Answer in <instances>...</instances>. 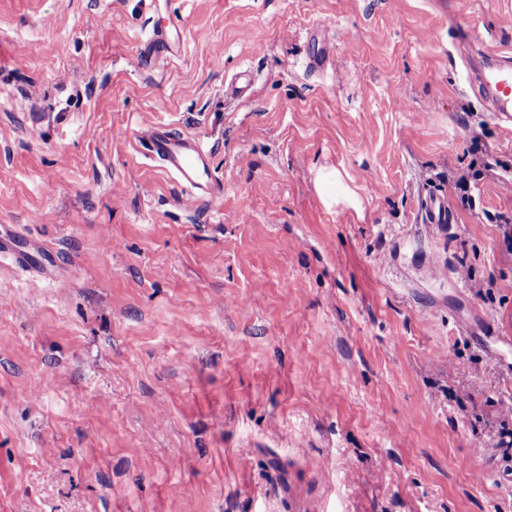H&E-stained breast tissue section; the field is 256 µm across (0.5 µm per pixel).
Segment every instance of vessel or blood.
<instances>
[{"label":"vessel or blood","mask_w":512,"mask_h":512,"mask_svg":"<svg viewBox=\"0 0 512 512\" xmlns=\"http://www.w3.org/2000/svg\"><path fill=\"white\" fill-rule=\"evenodd\" d=\"M475 84L494 117L499 122L512 123V59L486 54ZM145 139L150 157L172 174L192 198L203 200L217 195L218 189L211 180L210 152L199 140L178 136L163 125L148 128Z\"/></svg>","instance_id":"1"}]
</instances>
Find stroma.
<instances>
[{"label": "stroma", "mask_w": 512, "mask_h": 512, "mask_svg": "<svg viewBox=\"0 0 512 512\" xmlns=\"http://www.w3.org/2000/svg\"><path fill=\"white\" fill-rule=\"evenodd\" d=\"M466 28L512 56V0H0V239L33 262L0 261V512H512V129ZM149 156L197 200L213 198L218 188L210 173V151L198 140L176 135L164 125H155L145 132ZM498 422V436L496 445L503 452L505 458L512 457V397H503L496 401Z\"/></svg>", "instance_id": "1"}]
</instances>
